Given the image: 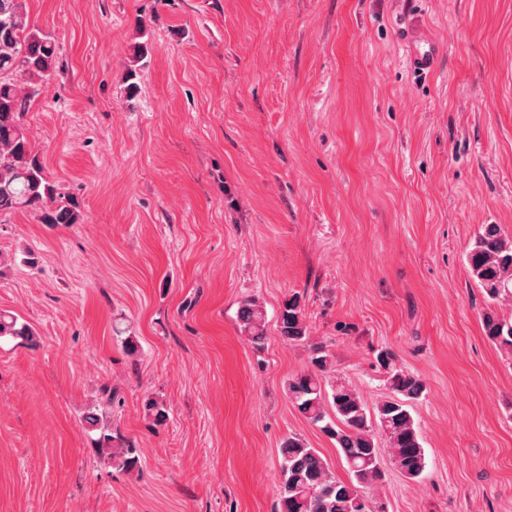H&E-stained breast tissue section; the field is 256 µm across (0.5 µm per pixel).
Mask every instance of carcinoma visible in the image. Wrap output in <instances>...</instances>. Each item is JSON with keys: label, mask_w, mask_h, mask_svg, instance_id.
Here are the masks:
<instances>
[{"label": "carcinoma", "mask_w": 512, "mask_h": 512, "mask_svg": "<svg viewBox=\"0 0 512 512\" xmlns=\"http://www.w3.org/2000/svg\"><path fill=\"white\" fill-rule=\"evenodd\" d=\"M148 43L134 46V67L127 72L129 95H134L147 64ZM58 65L56 37L49 28L33 22L25 0H0V216L32 210L43 224H78L79 204L62 200L34 150L23 118L55 76ZM471 277L489 300L512 295V238L497 224H487L467 252ZM241 334L256 348L266 340L264 311L253 301L244 302L238 315ZM487 340L512 361V320L493 312L484 315ZM282 338L291 345L308 347L310 369L285 382L291 404L322 433L335 441L347 477L335 474L333 465L317 449L290 436L280 448L281 482L274 512H379L380 501L365 489L385 477L382 454L406 479L424 477L427 462L420 435L410 413V403L425 386L416 375L398 367L394 355L382 351L377 362L384 370L391 396L368 405L358 391L341 380L330 379L333 356L323 345L309 343L302 306L293 295L279 315ZM11 337L34 348L39 345L33 327L11 313H0V338ZM108 403L83 415L86 430L99 433L98 452L118 469L138 466L136 443L112 433L106 420ZM145 411L157 425L168 419L164 403L149 399Z\"/></svg>", "instance_id": "obj_1"}]
</instances>
